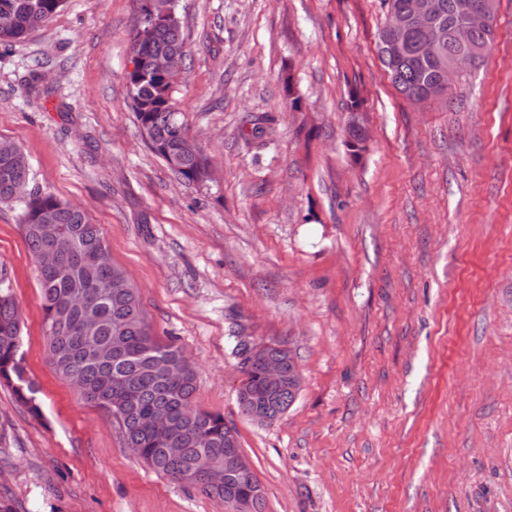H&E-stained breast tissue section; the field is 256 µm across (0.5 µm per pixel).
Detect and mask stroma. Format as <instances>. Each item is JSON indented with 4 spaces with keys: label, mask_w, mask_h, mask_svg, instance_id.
I'll return each mask as SVG.
<instances>
[{
    "label": "stroma",
    "mask_w": 512,
    "mask_h": 512,
    "mask_svg": "<svg viewBox=\"0 0 512 512\" xmlns=\"http://www.w3.org/2000/svg\"><path fill=\"white\" fill-rule=\"evenodd\" d=\"M177 13L188 56L173 97L212 180L183 181L139 134L136 0H68L0 50V140L101 225L156 337L193 362L196 404L235 427L265 512H512V0L485 63L424 106L378 59L381 0H178ZM20 214L0 203V271L41 414L0 385V501L224 512L145 466L56 373ZM243 343L295 355L301 389L273 424L238 410ZM360 108H361L360 99L353 98V100L350 103V108H349L350 115H349L347 125L345 128L346 146L348 147V149L350 150V152L352 153V155L354 157L360 155L358 152L353 151L355 149V144L361 143L362 139H363V128L356 123V121H355L356 118L353 115L354 112Z\"/></svg>",
    "instance_id": "35a3bbf8"
}]
</instances>
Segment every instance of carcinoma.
Returning a JSON list of instances; mask_svg holds the SVG:
<instances>
[{
  "mask_svg": "<svg viewBox=\"0 0 512 512\" xmlns=\"http://www.w3.org/2000/svg\"><path fill=\"white\" fill-rule=\"evenodd\" d=\"M142 20L131 38V50L147 57L168 51L187 50L177 0H165L169 23L150 28L146 2L138 0ZM434 30L437 40L432 51H425L424 33L408 31L407 56L396 62L385 53V29L377 34L379 58L391 82L410 101L437 99L440 64H452L463 71L476 67L490 53L495 30L478 31L475 53L458 44L454 31L463 23L459 0H435ZM66 0H0V47L8 49L64 9ZM175 82L145 74L127 84L128 96L138 128L151 137V150L170 170L186 182H198L206 174L210 160L195 143L172 97ZM361 108L360 99L350 103L346 146L355 152L362 142L363 128L353 112ZM0 202L23 205L20 224L33 259L62 245L59 266L39 273L42 310L51 363L65 379H80L94 403L120 426L126 447L154 472L186 487L199 486L216 498H224V487L211 488L193 473L204 457L222 467L227 436L235 429L224 415L193 409L196 372L182 364L181 351L160 342L152 332L137 288L125 272L112 264L100 225L91 222L85 210L33 185L30 163L19 146L13 156L0 154ZM82 296L98 318L94 335L83 333V309L72 305ZM21 311L7 276L0 272V384L14 390L17 401L34 416L41 414L36 388L27 377L20 353ZM244 379L237 398L238 409L248 417L264 406L269 418L277 420L281 407H290L301 387V376L293 353H288V381L279 389L268 390L262 380L264 363L240 349ZM156 411L167 414L168 423L148 431L144 420ZM180 448L175 458L169 452ZM249 479L231 475L230 491L249 497ZM251 498V497H249ZM263 497L251 498L249 512H263Z\"/></svg>",
  "mask_w": 512,
  "mask_h": 512,
  "instance_id": "1",
  "label": "carcinoma"
}]
</instances>
